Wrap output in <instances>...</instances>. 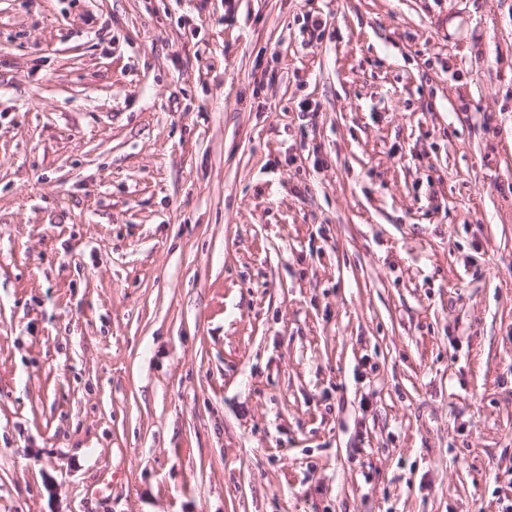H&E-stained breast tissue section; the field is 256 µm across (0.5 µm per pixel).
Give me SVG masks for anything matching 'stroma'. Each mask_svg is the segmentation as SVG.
<instances>
[{
	"label": "stroma",
	"instance_id": "35a3bbf8",
	"mask_svg": "<svg viewBox=\"0 0 512 512\" xmlns=\"http://www.w3.org/2000/svg\"><path fill=\"white\" fill-rule=\"evenodd\" d=\"M511 502L512 0H0V512Z\"/></svg>",
	"mask_w": 512,
	"mask_h": 512
}]
</instances>
